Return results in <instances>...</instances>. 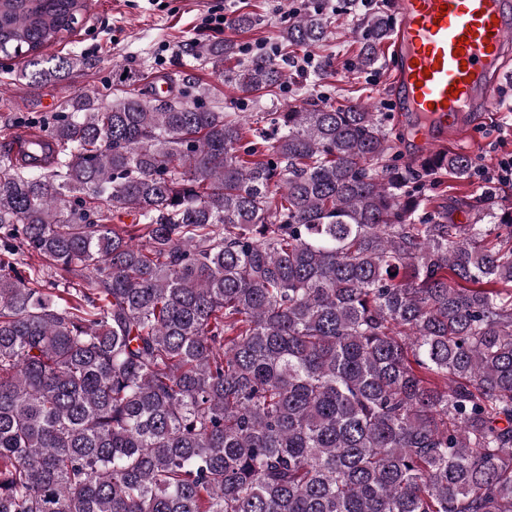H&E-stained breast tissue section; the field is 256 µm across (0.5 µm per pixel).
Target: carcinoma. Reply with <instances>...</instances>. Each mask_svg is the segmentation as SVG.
<instances>
[{"instance_id": "carcinoma-1", "label": "carcinoma", "mask_w": 512, "mask_h": 512, "mask_svg": "<svg viewBox=\"0 0 512 512\" xmlns=\"http://www.w3.org/2000/svg\"><path fill=\"white\" fill-rule=\"evenodd\" d=\"M327 2L281 46L322 42ZM87 7L0 0V68L87 64L43 56ZM392 31L367 17L362 67ZM191 55L255 99L286 76ZM168 80L0 147V512H512V210H427L471 157L401 163L371 105L226 112Z\"/></svg>"}]
</instances>
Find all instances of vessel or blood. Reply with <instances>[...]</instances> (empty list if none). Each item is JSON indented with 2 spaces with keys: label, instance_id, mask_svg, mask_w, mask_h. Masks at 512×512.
Wrapping results in <instances>:
<instances>
[{
  "label": "vessel or blood",
  "instance_id": "vessel-or-blood-1",
  "mask_svg": "<svg viewBox=\"0 0 512 512\" xmlns=\"http://www.w3.org/2000/svg\"><path fill=\"white\" fill-rule=\"evenodd\" d=\"M393 92L432 146L491 109L492 79L512 53V0H396Z\"/></svg>",
  "mask_w": 512,
  "mask_h": 512
}]
</instances>
